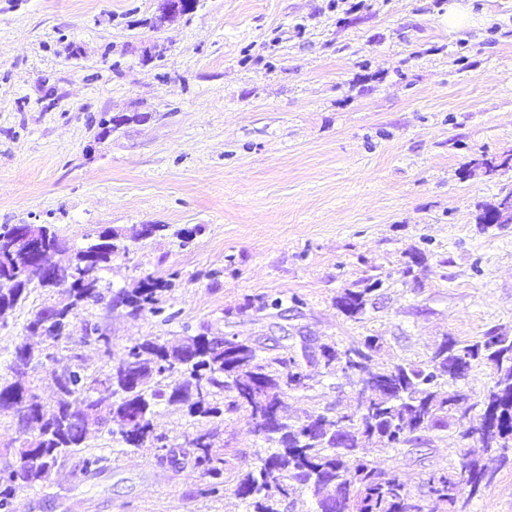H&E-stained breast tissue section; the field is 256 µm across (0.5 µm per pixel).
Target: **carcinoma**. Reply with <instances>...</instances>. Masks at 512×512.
Returning <instances> with one entry per match:
<instances>
[{
	"label": "carcinoma",
	"mask_w": 512,
	"mask_h": 512,
	"mask_svg": "<svg viewBox=\"0 0 512 512\" xmlns=\"http://www.w3.org/2000/svg\"><path fill=\"white\" fill-rule=\"evenodd\" d=\"M23 236L18 224L0 227V320L25 302L31 290L45 292L64 287L69 302L44 305L31 313L24 330L34 335L46 318L55 320L57 331L36 350L28 343L16 345L8 370L20 379L0 382V410L18 412L19 446L0 451V512H12L17 490L42 488L61 462L80 456L84 475L104 469L106 459L83 454L91 429L105 431L127 449L155 444L160 461L190 463L207 479L203 493L224 490L229 461L212 448L219 431L216 419L223 410L218 397L227 400V410L245 413L252 430L268 444L236 476V494L245 512H284L288 499L299 490L308 491L315 512H323V500L336 501V512H466L483 486L494 480L498 466L508 462L505 451L512 447V336L488 333L472 343L448 337L435 346L424 363L401 362L368 368L370 352L379 339L368 336L363 345L339 350L323 346L324 365L345 360L375 380L365 413L341 414L333 409L314 412L291 423L284 412L288 395L309 388L307 378L293 358L263 357L257 347L224 338L218 350L206 332L172 344L159 337L137 340L125 346L108 371L91 373L80 358L62 372L51 373L56 389L52 402L43 400L23 376L29 368L53 358V349L70 339V329L79 312L105 305L125 308L129 315L146 313L175 319L166 313V294L173 286L169 278L148 276L132 290H114L103 272L118 251L112 230L104 229L95 242L76 251L74 267H61L46 280L26 274L22 253ZM368 289L347 290L336 307L345 316L359 319L366 313ZM81 342L99 346L112 356V338L91 319L81 324ZM476 366L490 368L494 384L484 393L473 422L476 434L463 455L460 468L423 471L419 483L427 490L415 497L395 467L383 468L360 455L365 443L380 450L414 444V432L442 430L456 416L455 389ZM184 404L200 420L196 430L177 442L157 432L153 416L161 401ZM277 413L273 432L265 431L267 416Z\"/></svg>",
	"instance_id": "obj_1"
}]
</instances>
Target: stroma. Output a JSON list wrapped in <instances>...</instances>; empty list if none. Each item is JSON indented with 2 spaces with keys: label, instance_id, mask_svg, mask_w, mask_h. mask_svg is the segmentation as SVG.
Returning <instances> with one entry per match:
<instances>
[{
  "label": "stroma",
  "instance_id": "stroma-1",
  "mask_svg": "<svg viewBox=\"0 0 512 512\" xmlns=\"http://www.w3.org/2000/svg\"><path fill=\"white\" fill-rule=\"evenodd\" d=\"M449 2L197 0L167 19L164 0H0V225H54L61 264L112 228L116 289L177 275L173 321L87 310L111 355L72 329L31 371L36 392L53 400L49 372L73 355L104 372L131 342L186 327L264 356L376 336V366L427 360L448 336L512 335V223L481 221L512 192V0H472L464 28L449 26ZM104 117L123 123L101 140ZM144 224L165 230L135 239ZM362 288L371 307L346 317L337 297ZM263 296L281 307L247 308ZM64 301L36 288L0 322V378L19 342L41 344L23 330L31 313ZM308 372L289 416L355 406L353 377L320 360ZM461 431L371 457L416 493L420 472L459 467ZM86 445L102 472L58 466L16 492L14 512H245L234 482L202 495L200 474L153 445L124 453L97 433ZM214 446L242 464L265 448L240 412L224 413ZM506 454L470 512H512Z\"/></svg>",
  "mask_w": 512,
  "mask_h": 512
}]
</instances>
